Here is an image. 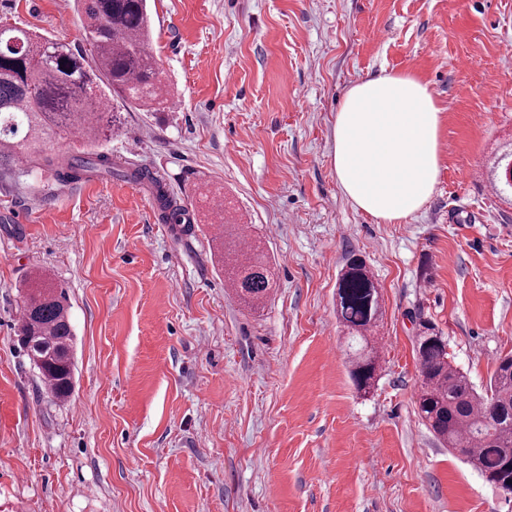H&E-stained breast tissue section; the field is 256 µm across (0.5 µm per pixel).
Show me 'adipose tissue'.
<instances>
[{
	"instance_id": "obj_1",
	"label": "adipose tissue",
	"mask_w": 512,
	"mask_h": 512,
	"mask_svg": "<svg viewBox=\"0 0 512 512\" xmlns=\"http://www.w3.org/2000/svg\"><path fill=\"white\" fill-rule=\"evenodd\" d=\"M440 126V108L412 75L382 73L350 86L332 136L342 192L380 223H406L434 192Z\"/></svg>"
}]
</instances>
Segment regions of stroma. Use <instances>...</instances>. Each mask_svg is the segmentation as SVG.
Segmentation results:
<instances>
[{
  "label": "stroma",
  "mask_w": 512,
  "mask_h": 512,
  "mask_svg": "<svg viewBox=\"0 0 512 512\" xmlns=\"http://www.w3.org/2000/svg\"><path fill=\"white\" fill-rule=\"evenodd\" d=\"M176 99L122 108L104 150L150 168L197 223L120 179L0 171V512H512L422 425L419 319L476 390L512 352V0H154ZM78 45L72 0H0V19ZM415 75L442 112L435 191L383 224L340 189L336 113L355 82ZM478 169L470 181V169ZM209 188L266 254L260 308L224 280ZM383 318L368 395L336 319L347 255ZM67 292L75 387L51 403L17 336L24 279Z\"/></svg>",
  "instance_id": "obj_1"
}]
</instances>
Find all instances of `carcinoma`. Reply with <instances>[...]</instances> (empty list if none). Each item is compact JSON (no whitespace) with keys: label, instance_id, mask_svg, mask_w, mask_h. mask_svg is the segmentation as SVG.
Segmentation results:
<instances>
[{"label":"carcinoma","instance_id":"1","mask_svg":"<svg viewBox=\"0 0 512 512\" xmlns=\"http://www.w3.org/2000/svg\"><path fill=\"white\" fill-rule=\"evenodd\" d=\"M84 45L72 46L11 23L0 25V168H39L58 181L94 176L147 185L166 224H186V206L149 168L128 167L98 147L120 129L114 104L154 112L171 92L150 42V0H77ZM73 141L66 159L49 152L56 140ZM231 288L246 304L261 305L272 273L258 248L224 266ZM336 315L356 343L348 358L358 392L376 380L374 332L382 316L379 286L364 261L346 258L336 282ZM20 339L54 400L73 390L74 328L63 289L43 272L28 279ZM420 384L417 409L443 444L499 489L512 488V354L496 360L489 387L479 394L448 352V341L429 322L414 338Z\"/></svg>","mask_w":512,"mask_h":512}]
</instances>
